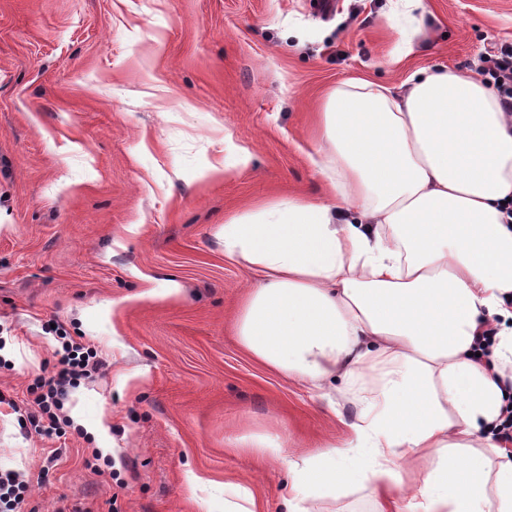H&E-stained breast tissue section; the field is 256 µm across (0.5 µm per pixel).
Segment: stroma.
<instances>
[{"label":"stroma","instance_id":"obj_1","mask_svg":"<svg viewBox=\"0 0 512 512\" xmlns=\"http://www.w3.org/2000/svg\"><path fill=\"white\" fill-rule=\"evenodd\" d=\"M390 7L0 0V472L25 485L18 512H224L228 480L280 512L287 468L241 437L291 456L347 442L353 394L329 413L238 344L254 278L216 231L267 201L324 199L310 155L330 87L476 74L512 42V0H421L409 52ZM56 323L103 366L69 390L64 434L42 437L31 384Z\"/></svg>","mask_w":512,"mask_h":512}]
</instances>
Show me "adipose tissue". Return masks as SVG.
<instances>
[{"instance_id":"ef3b65f1","label":"adipose tissue","mask_w":512,"mask_h":512,"mask_svg":"<svg viewBox=\"0 0 512 512\" xmlns=\"http://www.w3.org/2000/svg\"><path fill=\"white\" fill-rule=\"evenodd\" d=\"M316 155L323 201H269L218 235L257 277L239 344L328 409L344 385L357 414L341 447L294 458L260 435L244 451L286 465L284 512L396 488L403 512H512V456L491 432L512 376V114L445 66L397 93L352 80L323 100Z\"/></svg>"}]
</instances>
